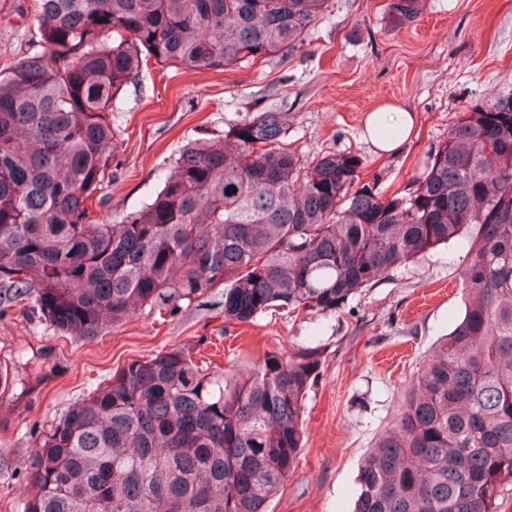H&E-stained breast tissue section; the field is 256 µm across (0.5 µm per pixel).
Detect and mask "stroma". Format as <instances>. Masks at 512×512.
I'll use <instances>...</instances> for the list:
<instances>
[{
    "instance_id": "1",
    "label": "stroma",
    "mask_w": 512,
    "mask_h": 512,
    "mask_svg": "<svg viewBox=\"0 0 512 512\" xmlns=\"http://www.w3.org/2000/svg\"><path fill=\"white\" fill-rule=\"evenodd\" d=\"M42 50L34 0H0V70ZM511 94L512 0H427L399 31L388 26L385 0H328L297 50L227 73L170 67L132 78L112 115L111 175L93 217L112 222L138 210L179 146L269 111L286 116L300 157L351 150L382 187L397 186L428 165L458 113ZM385 105L415 115L416 135L398 153L375 150L365 136L368 116ZM463 256L439 246L326 317L269 312L228 326L220 288L172 317L144 310L90 341L57 336L30 313L0 316V361L20 380L0 391V512H21V464L40 436L117 367L184 348L220 370H242L252 350L291 354L309 344L321 368L304 402V446L267 512H351L364 457L463 311Z\"/></svg>"
}]
</instances>
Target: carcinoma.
<instances>
[{"label": "carcinoma", "mask_w": 512, "mask_h": 512, "mask_svg": "<svg viewBox=\"0 0 512 512\" xmlns=\"http://www.w3.org/2000/svg\"><path fill=\"white\" fill-rule=\"evenodd\" d=\"M327 0H37L44 51L0 72V314L91 339L147 307L224 288V322L330 315L423 253L465 252L464 312L360 468L353 512H500L512 482V97L461 113L396 189L358 153L301 158L280 112L184 147L113 224L121 93L153 67L226 73L303 45ZM425 0H386L401 30ZM236 188L231 192L230 188ZM318 350L246 373L179 349L133 360L72 404L23 462V512H266L294 468Z\"/></svg>", "instance_id": "carcinoma-1"}]
</instances>
